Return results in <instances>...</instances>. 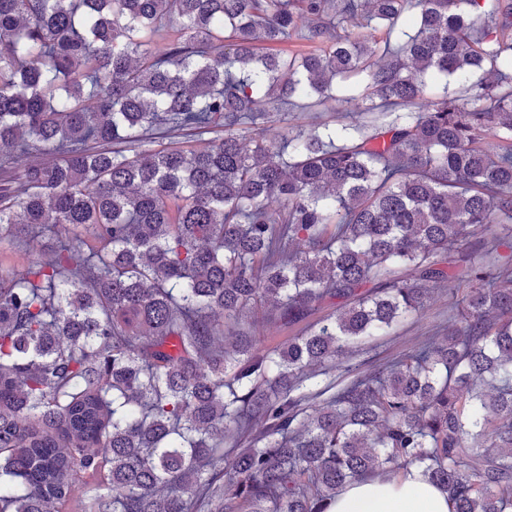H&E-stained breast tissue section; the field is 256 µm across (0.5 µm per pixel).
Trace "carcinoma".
Returning <instances> with one entry per match:
<instances>
[{
	"mask_svg": "<svg viewBox=\"0 0 512 512\" xmlns=\"http://www.w3.org/2000/svg\"><path fill=\"white\" fill-rule=\"evenodd\" d=\"M508 58L512 0H0V241L74 232L0 276V512H327L412 466L512 512ZM337 87L348 124L254 128ZM444 282L448 335L318 380ZM273 315L274 311H272L270 307L269 309L259 310L252 316V321L256 323L257 331L264 334L265 343L268 345L281 342L286 339L287 336H292L293 334L290 330H286L279 334L268 335Z\"/></svg>",
	"mask_w": 512,
	"mask_h": 512,
	"instance_id": "cac0c4a2",
	"label": "carcinoma"
}]
</instances>
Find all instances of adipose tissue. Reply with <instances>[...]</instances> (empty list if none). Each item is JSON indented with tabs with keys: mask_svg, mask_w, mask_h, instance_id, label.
Segmentation results:
<instances>
[{
	"mask_svg": "<svg viewBox=\"0 0 512 512\" xmlns=\"http://www.w3.org/2000/svg\"><path fill=\"white\" fill-rule=\"evenodd\" d=\"M329 512H452L448 496L417 468L371 476L337 493Z\"/></svg>",
	"mask_w": 512,
	"mask_h": 512,
	"instance_id": "1",
	"label": "adipose tissue"
}]
</instances>
